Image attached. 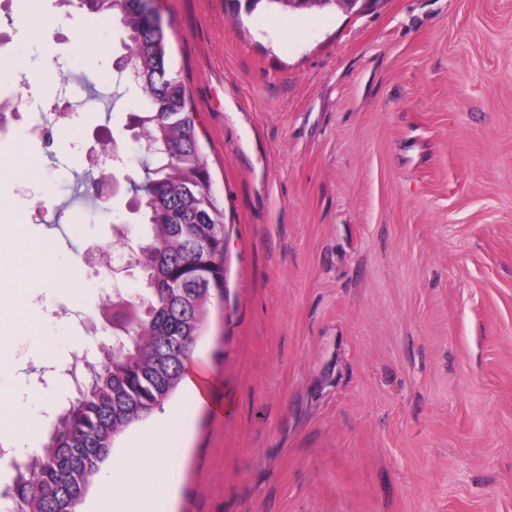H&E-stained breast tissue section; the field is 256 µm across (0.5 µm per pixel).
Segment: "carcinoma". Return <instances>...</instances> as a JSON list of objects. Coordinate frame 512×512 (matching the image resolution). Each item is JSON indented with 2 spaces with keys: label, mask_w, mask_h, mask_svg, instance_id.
Here are the masks:
<instances>
[{
  "label": "carcinoma",
  "mask_w": 512,
  "mask_h": 512,
  "mask_svg": "<svg viewBox=\"0 0 512 512\" xmlns=\"http://www.w3.org/2000/svg\"><path fill=\"white\" fill-rule=\"evenodd\" d=\"M336 9V0H245L251 12ZM153 0H123L122 45L132 52L141 91L134 136L165 142L171 153L142 154L137 166L121 155L113 174L143 193L136 261L141 292L121 288L99 322L112 348L76 358L75 396L54 417L41 452L13 463L10 512L78 509L96 485L119 438L176 394L202 340L214 296L224 291V221L217 206L198 120L173 70Z\"/></svg>",
  "instance_id": "carcinoma-1"
}]
</instances>
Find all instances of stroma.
I'll use <instances>...</instances> for the list:
<instances>
[{
	"instance_id": "stroma-1",
	"label": "stroma",
	"mask_w": 512,
	"mask_h": 512,
	"mask_svg": "<svg viewBox=\"0 0 512 512\" xmlns=\"http://www.w3.org/2000/svg\"><path fill=\"white\" fill-rule=\"evenodd\" d=\"M0 0L10 57L0 94L36 111L65 98L52 145L0 140V393L51 431L48 370L108 341L91 330L88 248L137 198L85 193L90 145L118 142L137 97L115 64L122 32L78 0ZM224 213L226 291L196 355L210 405L186 389L125 434L121 458L191 430L171 512H512V0H380L364 12H234L232 0H158ZM45 205H37L40 197ZM77 286L9 272L15 229Z\"/></svg>"
}]
</instances>
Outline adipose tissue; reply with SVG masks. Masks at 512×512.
<instances>
[{
	"label": "adipose tissue",
	"instance_id": "ef3b65f1",
	"mask_svg": "<svg viewBox=\"0 0 512 512\" xmlns=\"http://www.w3.org/2000/svg\"><path fill=\"white\" fill-rule=\"evenodd\" d=\"M14 251L12 277L17 286L31 279L50 288L60 282V274L48 266L43 246L21 234L14 241ZM178 455L172 434L143 436L126 457L113 464L111 478L97 494L94 512H133L135 502L143 505L144 512H168L165 492L174 482Z\"/></svg>",
	"mask_w": 512,
	"mask_h": 512
}]
</instances>
